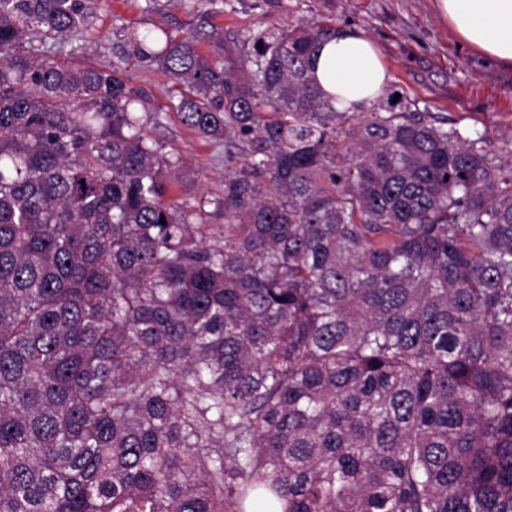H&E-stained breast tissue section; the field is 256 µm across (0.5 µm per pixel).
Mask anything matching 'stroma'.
Segmentation results:
<instances>
[{"mask_svg": "<svg viewBox=\"0 0 512 512\" xmlns=\"http://www.w3.org/2000/svg\"><path fill=\"white\" fill-rule=\"evenodd\" d=\"M372 38L388 66L390 91L413 110L448 118L466 136L484 137L500 165L512 167V67L462 45L438 16L434 0H103L92 26L73 36L78 52L100 65L127 60L123 35L158 23L176 37L218 29L238 45L261 32L287 31L304 22ZM129 62L132 86L145 89L163 121L149 132L162 152L190 166L193 191L219 195L224 147L198 138L171 107L179 95L162 73Z\"/></svg>", "mask_w": 512, "mask_h": 512, "instance_id": "obj_1", "label": "stroma"}]
</instances>
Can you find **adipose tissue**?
Here are the masks:
<instances>
[{
    "mask_svg": "<svg viewBox=\"0 0 512 512\" xmlns=\"http://www.w3.org/2000/svg\"><path fill=\"white\" fill-rule=\"evenodd\" d=\"M436 9L459 40L512 66V0H436ZM312 68L318 86L341 112L364 111L391 81L377 45L355 32L325 42Z\"/></svg>",
    "mask_w": 512,
    "mask_h": 512,
    "instance_id": "obj_1",
    "label": "adipose tissue"
}]
</instances>
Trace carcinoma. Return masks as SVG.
Here are the masks:
<instances>
[{"label": "carcinoma", "mask_w": 512, "mask_h": 512, "mask_svg": "<svg viewBox=\"0 0 512 512\" xmlns=\"http://www.w3.org/2000/svg\"><path fill=\"white\" fill-rule=\"evenodd\" d=\"M99 6L0 0V512H512V170L336 111L324 26L127 33L224 143L193 194L144 91L59 47Z\"/></svg>", "instance_id": "obj_1"}]
</instances>
